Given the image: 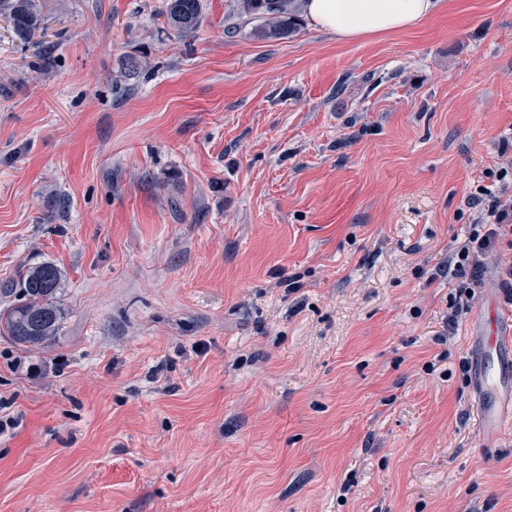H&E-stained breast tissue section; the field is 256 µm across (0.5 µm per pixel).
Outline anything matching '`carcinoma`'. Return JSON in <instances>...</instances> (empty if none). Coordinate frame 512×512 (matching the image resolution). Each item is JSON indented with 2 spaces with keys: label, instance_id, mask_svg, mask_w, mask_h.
Returning <instances> with one entry per match:
<instances>
[{
  "label": "carcinoma",
  "instance_id": "cac0c4a2",
  "mask_svg": "<svg viewBox=\"0 0 512 512\" xmlns=\"http://www.w3.org/2000/svg\"><path fill=\"white\" fill-rule=\"evenodd\" d=\"M44 0H0V15L24 44L40 47L45 27ZM304 11L303 0H236L239 16L256 23L255 35L280 39L291 35ZM202 19L201 0H169L167 22L180 36L195 32ZM63 273L51 263L30 268L20 287L1 288L0 294L11 302L0 310V335L20 345H43L58 335L62 310L58 293Z\"/></svg>",
  "mask_w": 512,
  "mask_h": 512
}]
</instances>
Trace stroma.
Returning a JSON list of instances; mask_svg holds the SVG:
<instances>
[{
    "mask_svg": "<svg viewBox=\"0 0 512 512\" xmlns=\"http://www.w3.org/2000/svg\"><path fill=\"white\" fill-rule=\"evenodd\" d=\"M45 3L39 52L0 17V287L54 263L63 319L0 337V512H512L470 315L434 341L512 155V0L351 42Z\"/></svg>",
    "mask_w": 512,
    "mask_h": 512,
    "instance_id": "35a3bbf8",
    "label": "stroma"
}]
</instances>
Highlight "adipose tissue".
Masks as SVG:
<instances>
[{"label": "adipose tissue", "instance_id": "obj_1", "mask_svg": "<svg viewBox=\"0 0 512 512\" xmlns=\"http://www.w3.org/2000/svg\"><path fill=\"white\" fill-rule=\"evenodd\" d=\"M443 0H306L305 16L337 41L384 36L414 28Z\"/></svg>", "mask_w": 512, "mask_h": 512}]
</instances>
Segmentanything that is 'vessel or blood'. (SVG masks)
Masks as SVG:
<instances>
[{
	"instance_id": "1",
	"label": "vessel or blood",
	"mask_w": 512,
	"mask_h": 512,
	"mask_svg": "<svg viewBox=\"0 0 512 512\" xmlns=\"http://www.w3.org/2000/svg\"><path fill=\"white\" fill-rule=\"evenodd\" d=\"M470 340L476 361L473 425L482 446L490 448L512 430V316L492 307L475 315Z\"/></svg>"
}]
</instances>
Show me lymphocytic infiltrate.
<instances>
[{
  "label": "lymphocytic infiltrate",
  "instance_id": "f902f5d3",
  "mask_svg": "<svg viewBox=\"0 0 512 512\" xmlns=\"http://www.w3.org/2000/svg\"><path fill=\"white\" fill-rule=\"evenodd\" d=\"M490 184L476 185L470 205L476 213L467 235L455 238L448 250V262L438 269L452 288L448 312L439 343L450 342L460 318L481 303L487 286L484 273L495 268V288L503 301L512 305V169L500 167Z\"/></svg>",
  "mask_w": 512,
  "mask_h": 512
}]
</instances>
